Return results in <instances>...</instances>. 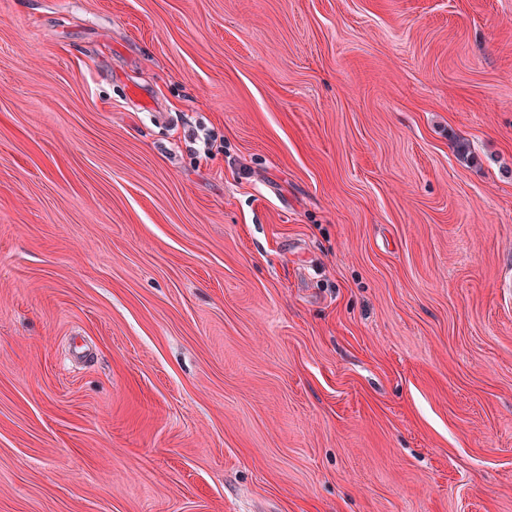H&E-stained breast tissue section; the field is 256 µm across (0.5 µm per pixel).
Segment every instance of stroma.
<instances>
[{
    "instance_id": "obj_1",
    "label": "stroma",
    "mask_w": 512,
    "mask_h": 512,
    "mask_svg": "<svg viewBox=\"0 0 512 512\" xmlns=\"http://www.w3.org/2000/svg\"><path fill=\"white\" fill-rule=\"evenodd\" d=\"M0 512H512V0H0Z\"/></svg>"
}]
</instances>
